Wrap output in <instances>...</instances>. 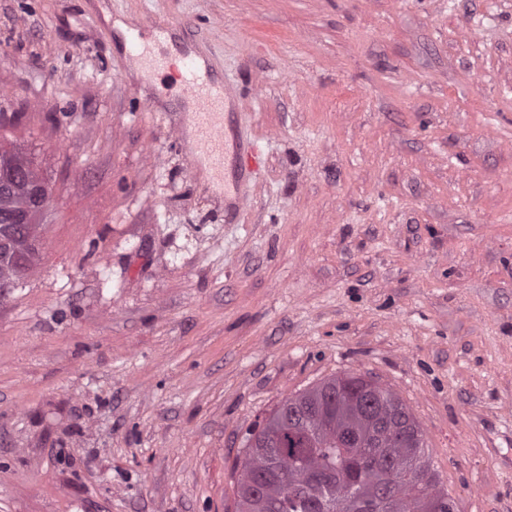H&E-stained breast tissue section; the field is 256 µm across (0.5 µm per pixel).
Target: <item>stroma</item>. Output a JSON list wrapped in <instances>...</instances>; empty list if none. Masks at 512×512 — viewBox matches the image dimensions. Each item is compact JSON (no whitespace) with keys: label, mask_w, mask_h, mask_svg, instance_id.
<instances>
[{"label":"stroma","mask_w":512,"mask_h":512,"mask_svg":"<svg viewBox=\"0 0 512 512\" xmlns=\"http://www.w3.org/2000/svg\"><path fill=\"white\" fill-rule=\"evenodd\" d=\"M129 18L247 94L238 223ZM1 136L52 201L0 299V512H235L251 430L345 374L456 512H512V0H0Z\"/></svg>","instance_id":"1"}]
</instances>
